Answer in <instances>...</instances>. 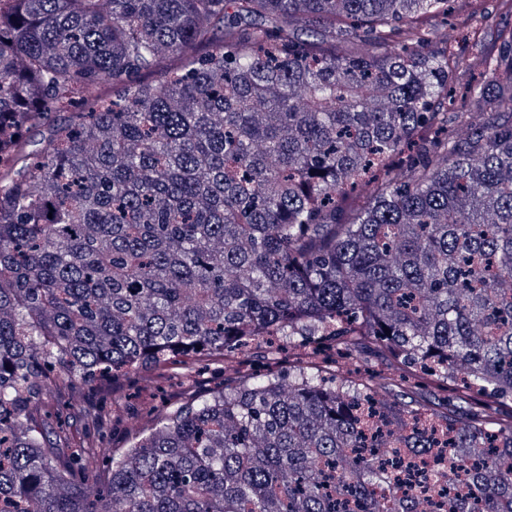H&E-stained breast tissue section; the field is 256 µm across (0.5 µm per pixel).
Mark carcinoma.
Here are the masks:
<instances>
[{
    "label": "carcinoma",
    "mask_w": 512,
    "mask_h": 512,
    "mask_svg": "<svg viewBox=\"0 0 512 512\" xmlns=\"http://www.w3.org/2000/svg\"><path fill=\"white\" fill-rule=\"evenodd\" d=\"M484 2L459 0V23ZM446 14L0 0V512H512V29L463 62ZM102 83L118 97L29 150L50 103ZM269 336L390 369L239 375ZM202 361L222 390L71 481L45 393ZM411 376L452 401L401 398ZM422 454L431 487L407 493L394 471ZM443 481L468 495L435 499Z\"/></svg>",
    "instance_id": "obj_1"
}]
</instances>
